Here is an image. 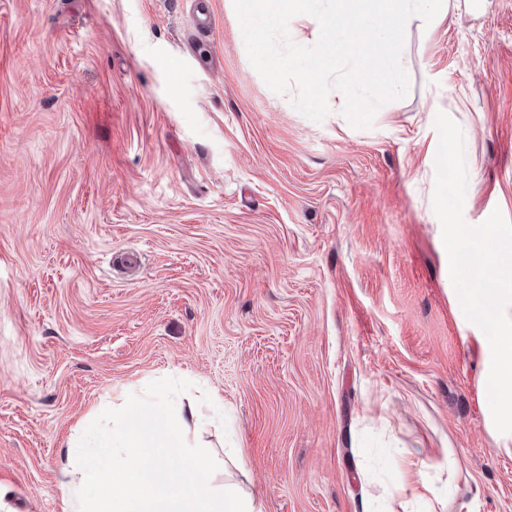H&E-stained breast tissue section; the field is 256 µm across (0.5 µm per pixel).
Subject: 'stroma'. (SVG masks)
Masks as SVG:
<instances>
[{
  "label": "stroma",
  "instance_id": "35a3bbf8",
  "mask_svg": "<svg viewBox=\"0 0 512 512\" xmlns=\"http://www.w3.org/2000/svg\"><path fill=\"white\" fill-rule=\"evenodd\" d=\"M211 9L199 34L189 0H0V512H66L69 443L155 387L222 399L187 438L262 512H390L405 452L414 512H512L432 207L443 112L465 221L512 222V0L408 24L369 129L335 89L298 112ZM403 465L406 478L397 489V504L402 509V512H408L411 511L410 507L414 504L415 499H424L426 496L425 492H428L429 489L425 485H419L415 479L421 474L422 461L405 457Z\"/></svg>",
  "mask_w": 512,
  "mask_h": 512
}]
</instances>
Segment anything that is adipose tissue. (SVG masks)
Segmentation results:
<instances>
[{
  "label": "adipose tissue",
  "instance_id": "adipose-tissue-1",
  "mask_svg": "<svg viewBox=\"0 0 512 512\" xmlns=\"http://www.w3.org/2000/svg\"><path fill=\"white\" fill-rule=\"evenodd\" d=\"M206 423L195 401L171 400L166 391L128 397L113 410L111 430L85 437L99 458L95 469L60 471L71 512H261L237 486L204 481L214 460L186 432Z\"/></svg>",
  "mask_w": 512,
  "mask_h": 512
}]
</instances>
